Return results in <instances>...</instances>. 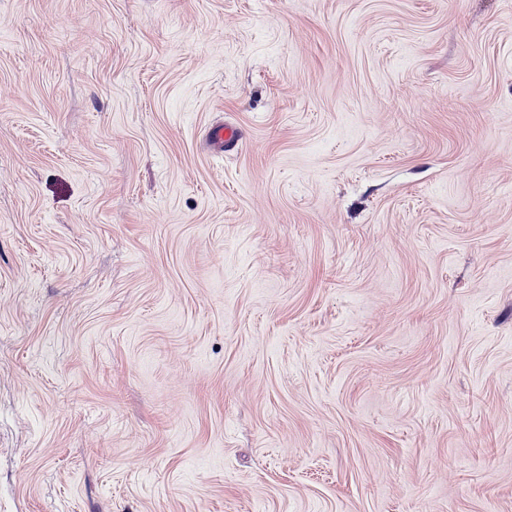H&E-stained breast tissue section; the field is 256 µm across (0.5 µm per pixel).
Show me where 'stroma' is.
Here are the masks:
<instances>
[{"mask_svg": "<svg viewBox=\"0 0 512 512\" xmlns=\"http://www.w3.org/2000/svg\"><path fill=\"white\" fill-rule=\"evenodd\" d=\"M0 512H512V0H0Z\"/></svg>", "mask_w": 512, "mask_h": 512, "instance_id": "1", "label": "stroma"}]
</instances>
